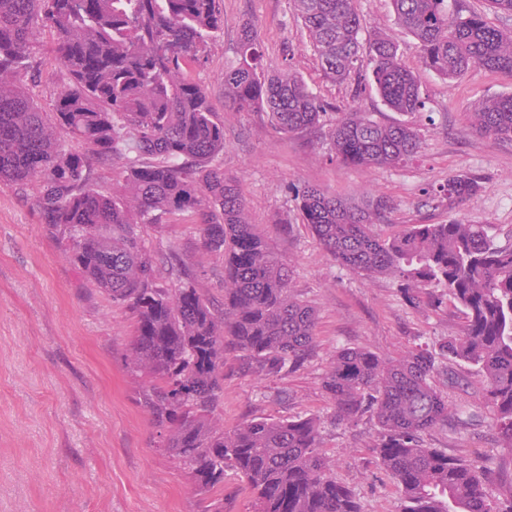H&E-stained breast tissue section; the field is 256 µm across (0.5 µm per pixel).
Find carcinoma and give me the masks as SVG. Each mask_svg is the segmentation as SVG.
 Listing matches in <instances>:
<instances>
[{
    "mask_svg": "<svg viewBox=\"0 0 512 512\" xmlns=\"http://www.w3.org/2000/svg\"><path fill=\"white\" fill-rule=\"evenodd\" d=\"M453 2L391 0L397 24L418 41L422 67L448 80L471 67L511 75L512 33ZM294 3L327 76L354 80L357 94L375 86L395 112L424 106L419 77L392 40L379 35L362 45L356 0ZM38 23L52 30L51 53L65 71L52 126L24 83ZM223 31L220 0H0V182L39 177L42 223L67 240L78 272L133 315L131 361L149 378L140 402L159 428V447L185 463L198 491L220 489L229 463L253 491L256 512H361L330 475L316 419H251L231 433L212 422L226 349L244 353L259 375L298 368L314 352L316 324L315 310L291 294L289 266L250 221L238 181L216 164L224 122L190 71ZM237 54L224 71L225 103L238 112L261 108L285 134L321 124L325 104L290 65L268 71L248 23ZM471 118L479 132L512 141V95L483 102ZM59 132L101 161L127 159L121 189H94L87 154L65 148ZM331 139L337 161L366 169L402 166L420 151L414 128L356 108L339 113ZM143 155L154 161L138 160ZM479 188L462 173L441 191L453 206ZM295 196L343 267L394 279L411 303L440 286L466 315L458 338L395 360L340 350L323 381L336 419L351 424L373 413L375 452L398 483L401 512H512V496L488 492L486 465L420 444L451 413L431 378L437 359L452 357L486 381L501 447L512 453V245H500L491 224H416L383 237L375 225L391 206L382 197L351 205L306 185ZM184 212L196 216L204 247L224 255L221 309L199 294L186 263L174 290L157 283L142 228Z\"/></svg>",
    "mask_w": 512,
    "mask_h": 512,
    "instance_id": "obj_1",
    "label": "carcinoma"
}]
</instances>
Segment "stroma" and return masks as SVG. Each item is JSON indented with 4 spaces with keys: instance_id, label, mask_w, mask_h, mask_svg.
I'll return each mask as SVG.
<instances>
[{
    "instance_id": "stroma-1",
    "label": "stroma",
    "mask_w": 512,
    "mask_h": 512,
    "mask_svg": "<svg viewBox=\"0 0 512 512\" xmlns=\"http://www.w3.org/2000/svg\"><path fill=\"white\" fill-rule=\"evenodd\" d=\"M221 6L224 32L191 77L224 122L219 163L238 179L259 233L290 264L293 293L316 311V348L303 367L271 378L254 374L242 353L226 351L214 423L229 433L255 418H316L331 474L352 490L362 512H401L397 483L374 451L377 424L368 416L354 425L336 422L323 380L344 348L393 358L455 338L464 310L447 295L436 304L410 305L393 279H367L341 266L305 223L295 191L311 185L351 203L387 199L389 221L378 228L384 236L414 224L468 221L497 225L499 243H511L512 142L478 135L470 114L488 98L512 94V77L476 67L448 81L425 71L415 38L396 24L389 0H357L363 37L387 35L420 77L425 107L403 115L374 90L357 97L349 83L323 74L293 0H221ZM246 22L254 25L268 66L281 68L291 56L293 73L322 100L417 130V160L370 170L344 165L329 158L335 114L317 130L283 134L265 112L225 107L224 71L237 59ZM32 41L38 72L30 92L47 109L62 71L44 52L49 31L34 26ZM459 173L478 177L481 188L450 208L436 190ZM36 192L33 181L0 183V512H255L250 489L232 470L224 472L223 490L205 500L183 462L156 448L157 429L139 401L147 378L128 359L134 318L79 276L66 241L42 224ZM144 239L162 286L175 285L168 274L174 251L196 270L200 293L223 304L224 257L202 247L192 214L145 228ZM444 365L432 382L464 420L437 425L422 434V444L503 472L488 489L506 498L512 453L498 441L486 383L463 362Z\"/></svg>"
}]
</instances>
